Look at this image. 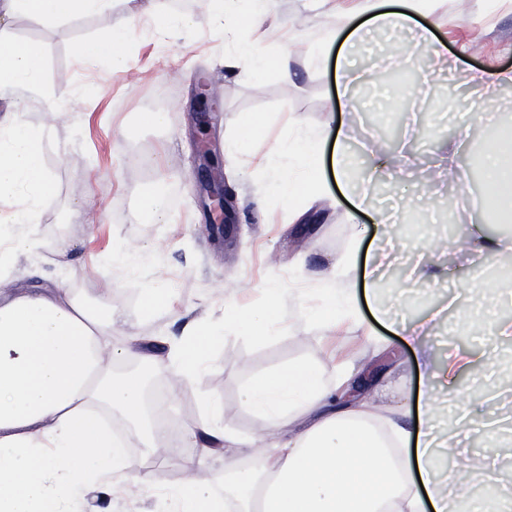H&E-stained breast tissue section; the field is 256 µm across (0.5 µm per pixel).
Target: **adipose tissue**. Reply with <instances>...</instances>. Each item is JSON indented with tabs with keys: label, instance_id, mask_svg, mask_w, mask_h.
I'll return each instance as SVG.
<instances>
[{
	"label": "adipose tissue",
	"instance_id": "ef3b65f1",
	"mask_svg": "<svg viewBox=\"0 0 512 512\" xmlns=\"http://www.w3.org/2000/svg\"><path fill=\"white\" fill-rule=\"evenodd\" d=\"M423 0H359L356 17H343L305 52L308 65L322 72L336 65V93L353 111L352 92L360 75L353 49L374 33L391 32L452 62L481 88L512 86V71H473L466 54L448 59L435 35L441 21ZM128 13L156 19L159 39L194 31L191 18L161 14L156 0H124ZM219 26L216 36L233 42L224 56L228 71L266 65L250 45L242 16L265 17L267 0H207ZM113 0H0V91H42L39 49L14 37L23 15L49 23L111 10ZM343 39L348 51L330 60L329 49ZM43 131L28 128L19 114L0 116V512H82L86 489L109 499L128 497L133 483H149V471L130 480V433L148 455H162L184 474L160 489L170 512H454L472 486L489 480L487 457L462 460L446 473L448 424L437 393L447 391L456 366H435L422 333L435 326L432 311L416 321L392 316L378 295L382 257L362 253L350 240L341 254L299 289L304 315L328 332L337 325H365L374 317L415 353L424 389L416 409L390 404L393 382L385 378L363 398L351 399L355 372L337 368L332 380L309 362L283 366L252 379L245 406L264 419L268 437L226 431L211 399L204 415L177 426L178 437L159 440L146 382L159 374L196 384L211 368L215 336L280 333L284 290L267 283L261 302L241 309L225 305L218 322L187 324L172 338L167 354L148 343L117 347L112 342L127 316L114 308L109 289L76 292L66 288H12L8 282L19 257L42 244L36 218L54 193L51 173L39 157ZM353 128L295 130L275 143L265 166V186L256 195H274L291 221L308 223L322 202L342 192L352 210L371 207L372 176L386 173L385 151L369 147L354 164ZM485 204L500 222L512 223V133L485 147ZM193 456H182L186 445ZM231 454L224 469L205 472L209 457Z\"/></svg>",
	"mask_w": 512,
	"mask_h": 512
}]
</instances>
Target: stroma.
I'll list each match as a JSON object with an SVG mask.
<instances>
[{
    "label": "stroma",
    "mask_w": 512,
    "mask_h": 512,
    "mask_svg": "<svg viewBox=\"0 0 512 512\" xmlns=\"http://www.w3.org/2000/svg\"><path fill=\"white\" fill-rule=\"evenodd\" d=\"M163 12L182 13L194 21L190 42L156 47L154 32L142 17L132 24L139 39L123 50L122 68L106 60L84 63L81 47L111 31V17L91 15L79 20L46 24L20 18L15 30L20 39L42 48L41 68L47 87L61 96L64 110L43 111L34 99L0 98V108L18 104L22 121L32 128L50 126L41 144V158L51 172L55 196L38 222L43 246L38 259L21 257L14 283L26 288H108L112 303L124 309L128 322L116 336L119 341L152 340L179 334L188 321H205L220 314L224 304L250 307L261 297L267 280L289 286L298 277L325 269L353 236L363 245L378 246L384 234L395 235L411 252L430 254L432 238H464L459 213L466 204L458 190L467 180L472 197L483 192L480 150L485 141L512 127V88L491 97L474 92L464 74L436 81L426 96L413 84L395 85L372 75L362 85L356 111H340L332 73H317L305 65L304 51L313 36L331 24L312 0H269L267 21L254 24L251 38L266 56L288 50L295 77L282 80L273 67L224 71V43L212 34V20L201 0H162ZM443 24L438 38L449 54L468 47V64L476 71H512V0H447L441 5ZM207 83L214 108L200 116L199 83ZM417 99L415 141L411 163L413 179L381 176L373 201L426 199V210L401 216L398 225L384 228L368 215L351 211L348 202L324 208L313 224H292L276 200L258 212L253 195L262 182L260 163L291 126L323 128L328 119L353 123L370 141L381 138L384 126L403 128L404 100ZM464 101L467 112L450 111ZM163 112L165 125L147 120L148 113ZM470 130L468 148L459 168L451 170L441 185L430 187L428 176L437 142ZM241 135L244 154L229 153L227 141ZM224 176L235 195L232 245L209 230L205 165ZM159 191L177 196L166 221L159 222L140 206L143 196ZM79 204L87 224L80 233L67 225L71 204ZM131 247H148L158 257L157 266L142 270L139 280L117 277L104 258L114 240ZM444 278L415 290L417 300L442 302L446 293L457 297L455 308L425 339L428 346L453 361H468L461 386L470 391L479 419L512 415V399L490 397L500 369L512 362V344L471 328V317L483 303L471 291L484 280L495 257L452 250L430 254ZM158 277L176 279V293L154 317L141 315V281ZM297 299H283L280 314L284 329L264 340L249 336H224L215 344L212 367L198 384L185 386L158 378L155 386L166 395L182 420L196 419L201 397L218 406L226 430L254 438L267 433L266 422L244 406L243 394L251 377L273 371L294 360L325 359L327 342L321 330L298 317ZM393 357L387 362L398 382L403 403L414 405L420 383L414 354L397 336L381 331ZM85 512H164L149 488L137 489L127 500L108 501L88 491Z\"/></svg>",
    "instance_id": "1"
}]
</instances>
